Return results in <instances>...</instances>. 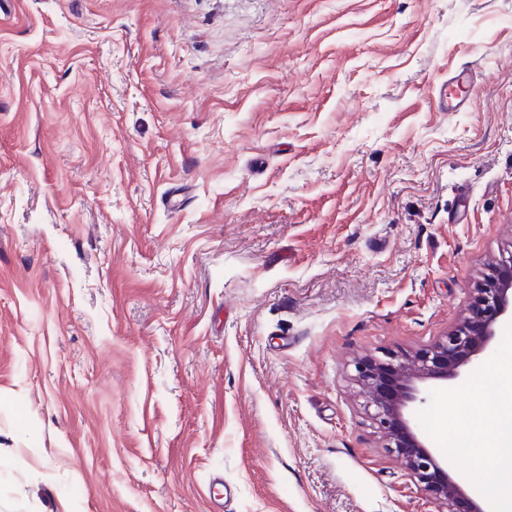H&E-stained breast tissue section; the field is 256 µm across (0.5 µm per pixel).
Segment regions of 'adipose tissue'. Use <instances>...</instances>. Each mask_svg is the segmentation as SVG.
Segmentation results:
<instances>
[{
  "label": "adipose tissue",
  "mask_w": 512,
  "mask_h": 512,
  "mask_svg": "<svg viewBox=\"0 0 512 512\" xmlns=\"http://www.w3.org/2000/svg\"><path fill=\"white\" fill-rule=\"evenodd\" d=\"M496 420L484 435L492 445L490 461L500 471L496 495L504 512H512V387L495 404Z\"/></svg>",
  "instance_id": "ef3b65f1"
}]
</instances>
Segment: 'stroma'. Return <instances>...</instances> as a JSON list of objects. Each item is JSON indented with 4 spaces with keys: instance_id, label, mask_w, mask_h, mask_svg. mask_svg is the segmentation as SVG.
I'll list each match as a JSON object with an SVG mask.
<instances>
[{
    "instance_id": "35a3bbf8",
    "label": "stroma",
    "mask_w": 512,
    "mask_h": 512,
    "mask_svg": "<svg viewBox=\"0 0 512 512\" xmlns=\"http://www.w3.org/2000/svg\"><path fill=\"white\" fill-rule=\"evenodd\" d=\"M509 255L512 0H0V512H438L354 364ZM448 87L451 92L446 93V84L439 87V107L442 112H460L465 108L474 91L472 70L463 67L448 75Z\"/></svg>"
}]
</instances>
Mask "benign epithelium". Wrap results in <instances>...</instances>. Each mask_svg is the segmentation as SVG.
<instances>
[{
  "label": "benign epithelium",
  "instance_id": "benign-epithelium-1",
  "mask_svg": "<svg viewBox=\"0 0 512 512\" xmlns=\"http://www.w3.org/2000/svg\"><path fill=\"white\" fill-rule=\"evenodd\" d=\"M512 321V261H500L472 290L466 317L448 336L429 349L367 358L355 363L356 381L375 406L377 429L404 461L407 470L447 512H481L480 505L448 473V463L426 447L408 417V410L425 402L428 389L463 378L474 360Z\"/></svg>",
  "mask_w": 512,
  "mask_h": 512
}]
</instances>
